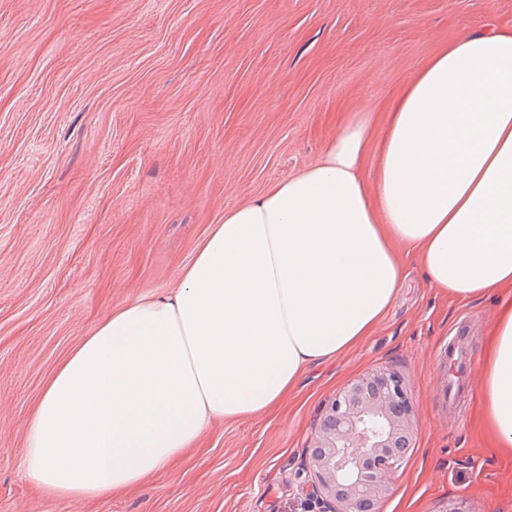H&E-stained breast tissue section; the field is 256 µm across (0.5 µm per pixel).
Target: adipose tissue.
<instances>
[{"label":"adipose tissue","mask_w":512,"mask_h":512,"mask_svg":"<svg viewBox=\"0 0 512 512\" xmlns=\"http://www.w3.org/2000/svg\"><path fill=\"white\" fill-rule=\"evenodd\" d=\"M312 167L226 211L175 288L98 323L28 427L26 477L58 497L131 487L214 420L277 405L310 365L370 335L404 277L396 246L453 297H493L481 421L512 459V29L434 55Z\"/></svg>","instance_id":"ef3b65f1"}]
</instances>
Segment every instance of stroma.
I'll use <instances>...</instances> for the list:
<instances>
[{
	"instance_id": "stroma-1",
	"label": "stroma",
	"mask_w": 512,
	"mask_h": 512,
	"mask_svg": "<svg viewBox=\"0 0 512 512\" xmlns=\"http://www.w3.org/2000/svg\"><path fill=\"white\" fill-rule=\"evenodd\" d=\"M512 25V0H0V512H319L302 463L351 378L397 372L417 431L381 512H512V459L478 424L493 298L406 259L371 336L309 366L269 412L213 422L126 490L63 499L24 477L60 362L112 311L176 287L224 213L313 165L441 48ZM473 372L448 415V338Z\"/></svg>"
}]
</instances>
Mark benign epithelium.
<instances>
[{
	"label": "benign epithelium",
	"instance_id": "obj_1",
	"mask_svg": "<svg viewBox=\"0 0 512 512\" xmlns=\"http://www.w3.org/2000/svg\"><path fill=\"white\" fill-rule=\"evenodd\" d=\"M415 411L403 378L379 368L325 406L303 472L325 512H379L411 447Z\"/></svg>",
	"mask_w": 512,
	"mask_h": 512
}]
</instances>
